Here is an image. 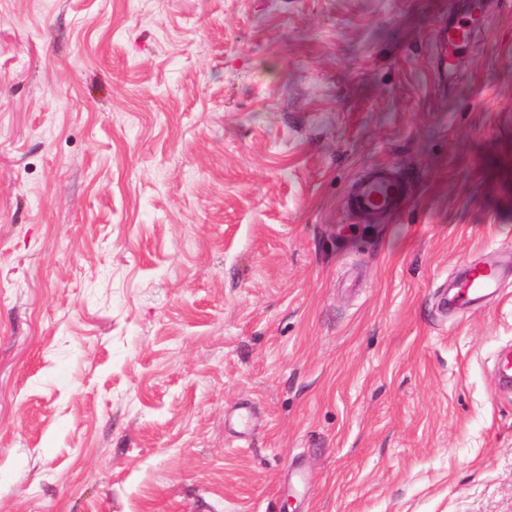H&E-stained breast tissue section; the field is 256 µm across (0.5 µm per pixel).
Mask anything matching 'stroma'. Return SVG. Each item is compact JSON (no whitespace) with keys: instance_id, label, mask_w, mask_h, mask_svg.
Returning a JSON list of instances; mask_svg holds the SVG:
<instances>
[{"instance_id":"35a3bbf8","label":"stroma","mask_w":512,"mask_h":512,"mask_svg":"<svg viewBox=\"0 0 512 512\" xmlns=\"http://www.w3.org/2000/svg\"><path fill=\"white\" fill-rule=\"evenodd\" d=\"M504 346L512 0H0V512H512ZM403 194L402 183L386 168H379L356 183L350 207L367 213L391 210L398 205ZM504 288L497 269L487 263H470L465 269L464 287L459 288L458 297L467 302L471 296Z\"/></svg>"}]
</instances>
